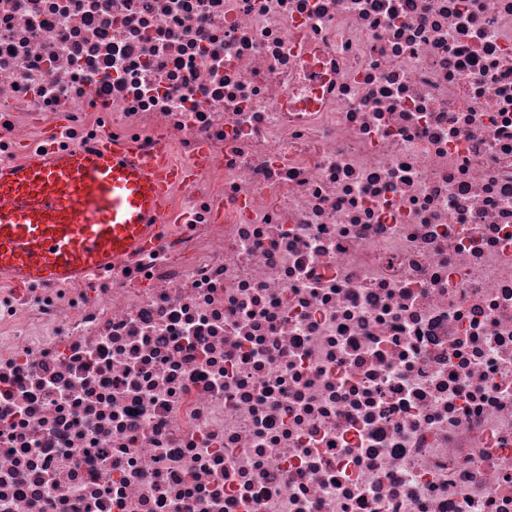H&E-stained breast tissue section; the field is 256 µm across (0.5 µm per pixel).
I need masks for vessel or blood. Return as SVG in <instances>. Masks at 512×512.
Instances as JSON below:
<instances>
[{"label": "vessel or blood", "instance_id": "obj_1", "mask_svg": "<svg viewBox=\"0 0 512 512\" xmlns=\"http://www.w3.org/2000/svg\"><path fill=\"white\" fill-rule=\"evenodd\" d=\"M165 152L101 145L0 167V277L78 282L144 247L180 179Z\"/></svg>", "mask_w": 512, "mask_h": 512}]
</instances>
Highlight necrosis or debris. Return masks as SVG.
Here are the masks:
<instances>
[{
	"label": "necrosis or debris",
	"instance_id": "4bbe7bcc",
	"mask_svg": "<svg viewBox=\"0 0 512 512\" xmlns=\"http://www.w3.org/2000/svg\"><path fill=\"white\" fill-rule=\"evenodd\" d=\"M185 170L0 279V512H512V0H0V165Z\"/></svg>",
	"mask_w": 512,
	"mask_h": 512
}]
</instances>
